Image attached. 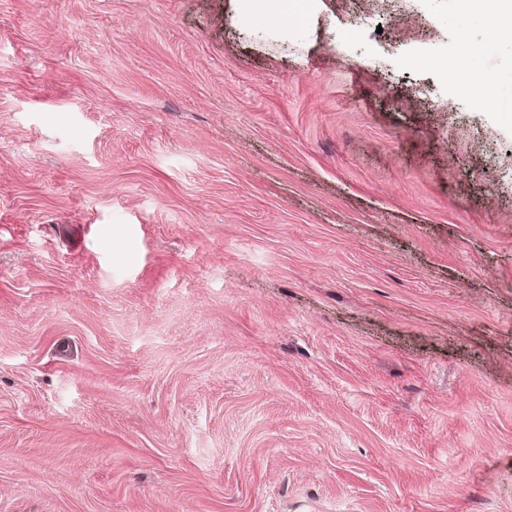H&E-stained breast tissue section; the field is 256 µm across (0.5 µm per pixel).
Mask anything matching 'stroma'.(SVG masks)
Returning <instances> with one entry per match:
<instances>
[{"mask_svg":"<svg viewBox=\"0 0 512 512\" xmlns=\"http://www.w3.org/2000/svg\"><path fill=\"white\" fill-rule=\"evenodd\" d=\"M460 0H0V512H512V122ZM449 68L451 79L460 91L479 99L494 112L507 114L512 121V99H503L499 93L503 82L512 84V72L507 77H494L476 65L469 64L460 68L455 62H450Z\"/></svg>","mask_w":512,"mask_h":512,"instance_id":"1","label":"stroma"}]
</instances>
